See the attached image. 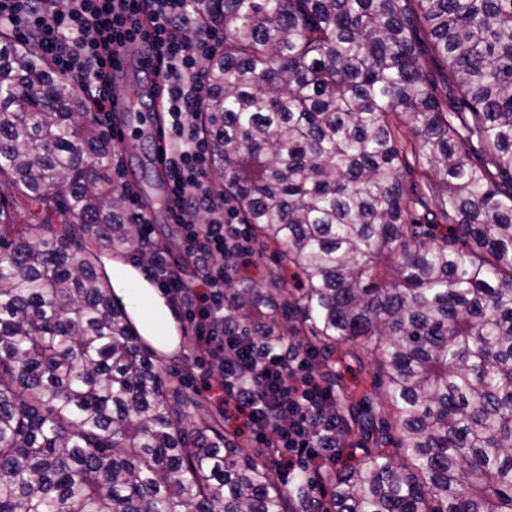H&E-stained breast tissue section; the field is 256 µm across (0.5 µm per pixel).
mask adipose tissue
<instances>
[{
    "label": "adipose tissue",
    "instance_id": "adipose-tissue-1",
    "mask_svg": "<svg viewBox=\"0 0 512 512\" xmlns=\"http://www.w3.org/2000/svg\"><path fill=\"white\" fill-rule=\"evenodd\" d=\"M102 263L112 275V286L117 297L128 300L129 311L142 336L163 353L174 350L179 340L172 330L170 309L162 293L146 281L135 280L130 266L103 255Z\"/></svg>",
    "mask_w": 512,
    "mask_h": 512
}]
</instances>
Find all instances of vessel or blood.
<instances>
[{
	"mask_svg": "<svg viewBox=\"0 0 512 512\" xmlns=\"http://www.w3.org/2000/svg\"><path fill=\"white\" fill-rule=\"evenodd\" d=\"M152 28L148 21H141L133 36L114 59L110 70L112 78V112L116 118L113 133L128 151H137L140 141L130 133L126 117L137 111L143 97H150V123L147 139L150 143L156 168H163L168 149L167 131L162 114V104L167 93V82L156 60L142 52L143 43L149 40Z\"/></svg>",
	"mask_w": 512,
	"mask_h": 512,
	"instance_id": "b4317fda",
	"label": "vessel or blood"
}]
</instances>
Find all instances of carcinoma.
<instances>
[{"label": "carcinoma", "mask_w": 512, "mask_h": 512, "mask_svg": "<svg viewBox=\"0 0 512 512\" xmlns=\"http://www.w3.org/2000/svg\"><path fill=\"white\" fill-rule=\"evenodd\" d=\"M203 2L224 52L197 121L300 277L224 303L338 393L363 455L319 472L328 512H512V0ZM114 154L38 37L0 23V512H310L269 449L188 416L113 301L92 248L145 251L100 181ZM346 358L370 367L358 400Z\"/></svg>", "instance_id": "obj_1"}]
</instances>
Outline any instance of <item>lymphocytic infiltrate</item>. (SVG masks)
I'll return each instance as SVG.
<instances>
[{"label":"lymphocytic infiltrate","instance_id":"f902f5d3","mask_svg":"<svg viewBox=\"0 0 512 512\" xmlns=\"http://www.w3.org/2000/svg\"><path fill=\"white\" fill-rule=\"evenodd\" d=\"M144 18L153 28L148 50L164 61L168 85L165 203L183 230L181 254L154 251L144 272L183 310L199 378L220 376L208 405L225 421H242L252 441L273 449L293 477L311 463L338 469L349 439L341 417L329 411L335 395L310 368L309 352L285 342L256 346L224 307V287L252 247L236 206L211 186L208 142L195 120L217 35L200 23L197 0H69L63 10L54 0H0V23L22 39L37 32L58 72L75 80L86 111L102 119L112 114L107 72Z\"/></svg>","mask_w":512,"mask_h":512}]
</instances>
